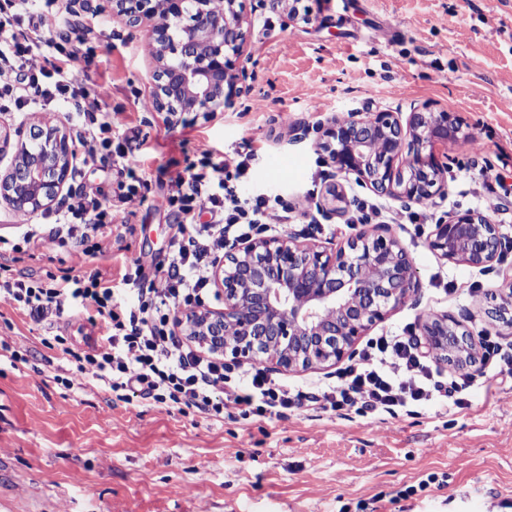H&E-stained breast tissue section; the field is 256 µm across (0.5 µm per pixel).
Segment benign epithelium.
Segmentation results:
<instances>
[{"mask_svg":"<svg viewBox=\"0 0 512 512\" xmlns=\"http://www.w3.org/2000/svg\"><path fill=\"white\" fill-rule=\"evenodd\" d=\"M129 26L149 27L156 65L150 111L169 125L184 112L214 114L243 91L237 67L245 20L236 0H104ZM462 121L428 105L402 112H350L321 128L320 147L335 176L403 205L448 196V167L435 147L469 139ZM14 163L0 174V204L35 214L61 199L77 156L69 134L40 124L18 140L0 130V155ZM440 258L493 272L508 287L498 317L512 327V265L505 266L499 227L478 212L433 225L426 240ZM224 309L179 312L175 331L238 363L265 358L285 370L334 365L353 355L375 324L419 288L411 252L388 224H364L335 247L292 235L259 236L224 251L215 271ZM427 353L459 370L477 365L476 337L446 313L419 324Z\"/></svg>","mask_w":512,"mask_h":512,"instance_id":"benign-epithelium-1","label":"benign epithelium"}]
</instances>
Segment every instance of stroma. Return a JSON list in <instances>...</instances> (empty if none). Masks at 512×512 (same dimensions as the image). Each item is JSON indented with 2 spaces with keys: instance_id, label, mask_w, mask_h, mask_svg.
<instances>
[{
  "instance_id": "obj_1",
  "label": "stroma",
  "mask_w": 512,
  "mask_h": 512,
  "mask_svg": "<svg viewBox=\"0 0 512 512\" xmlns=\"http://www.w3.org/2000/svg\"><path fill=\"white\" fill-rule=\"evenodd\" d=\"M240 66L248 91L223 112L183 114L170 127L144 112L153 69L147 28H129L89 0L80 14L58 0V33L77 58L67 69L88 102L117 114L121 141L137 128L142 174L152 189L129 207L112 234V271L140 263L146 273L167 254L175 216L161 205L177 170L203 157L249 155L242 194L286 196L295 210L275 235L340 243L360 228L355 209L319 218L332 185L317 127L350 112H407L423 104L460 117L471 140L442 145L448 196L403 207L341 182L347 202L377 199L382 223L408 247L416 296L371 330L399 333L428 313H448L474 335L512 347V328L487 311L500 293L491 274L441 259L426 245L444 213L476 211L498 224L512 263V0H300L290 22L269 0H241ZM50 123L77 135L69 104L30 114L0 112L11 130ZM501 186L481 195L482 168ZM12 274L77 275L85 266L64 250L18 254ZM48 330L0 303V512H512V367L477 364L464 404L445 411L367 418L307 407L283 420L217 422L149 399L113 400L95 383L65 388L72 373ZM426 490H418L421 480ZM415 494H408V487Z\"/></svg>"
}]
</instances>
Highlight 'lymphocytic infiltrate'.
Segmentation results:
<instances>
[{"mask_svg":"<svg viewBox=\"0 0 512 512\" xmlns=\"http://www.w3.org/2000/svg\"><path fill=\"white\" fill-rule=\"evenodd\" d=\"M57 0H0V112L71 103L82 129L94 147L81 159L95 161L105 151L120 171L133 175L120 184L116 202L87 190L68 193L42 223L31 225L12 252L52 250L67 246L91 265L90 271L62 279L0 276V302L31 321L59 322L76 312H89L99 335L86 350L70 352L75 365L65 387L96 382L119 401L150 399L181 414L195 411L221 420L227 407L245 416L284 419L289 412L317 405L346 409L366 417L379 412L396 414L432 400L461 406L463 383L435 379L418 336L386 335L368 341L360 363L341 370L335 382L310 390L272 381L261 369L235 374L222 358L201 356L174 330L182 310L205 307L210 272L224 257L230 235L244 239L272 224L289 223L292 208L281 195H241L238 180L245 161L226 157L189 165L171 177L163 197L179 224L165 263L146 275L142 265L125 267L120 283L137 301H118L110 279L100 268L109 254L105 247L113 229L125 223L127 205L144 199L147 179L136 174L139 149L131 142L112 140L111 113L87 106L84 94L67 76L66 63L76 57L66 42L49 38L57 20ZM57 61L53 68L38 65L43 49ZM210 224L198 223L202 212Z\"/></svg>","mask_w":512,"mask_h":512,"instance_id":"lymphocytic-infiltrate-1","label":"lymphocytic infiltrate"}]
</instances>
